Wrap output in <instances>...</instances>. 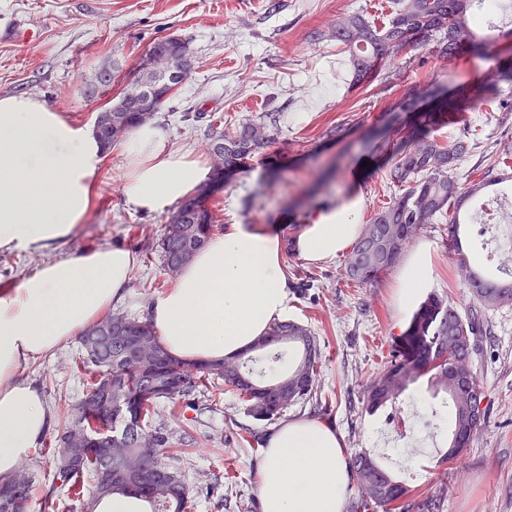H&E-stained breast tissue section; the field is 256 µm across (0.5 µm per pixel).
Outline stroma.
Here are the masks:
<instances>
[{
	"mask_svg": "<svg viewBox=\"0 0 512 512\" xmlns=\"http://www.w3.org/2000/svg\"><path fill=\"white\" fill-rule=\"evenodd\" d=\"M393 9L391 0H0V32L20 24L38 35L30 44L0 40V96H33L73 120L95 121L134 75L151 43L179 36L189 44L194 70L155 117L171 142L205 156L213 115L269 116L279 129L271 147L277 167L256 155L209 199L225 223L299 222L291 208L315 189L322 203L358 197L355 218L365 224L397 193L386 178L388 155L372 150L365 128L396 132L392 108L411 87L479 86L496 79L499 67L512 60V37L506 35L512 30V0H504L492 28L479 30L486 51L443 60L412 50L396 63H382L377 75L358 85L343 46L308 38L312 30H326L336 16L363 11L382 18ZM104 68L116 75L112 85L85 97L83 85ZM196 112L201 120H193ZM352 115L363 119V127L338 139L325 137L328 127ZM467 124L480 148L460 164L462 179L475 169L479 155L493 161L512 152V112L476 105ZM120 149L113 144L106 161L99 209L66 249L103 244L132 249L139 258L130 279L133 300L122 310L141 319L150 301L172 286L158 254L146 249L158 241L169 216L125 207ZM411 243L429 249L432 293L467 310L469 293L455 273L444 224L423 225ZM344 264L341 257L328 263L288 257V318L308 328L320 344L317 388L324 408L317 412L312 403L301 402L283 412V419L315 416L333 424L347 456L369 453L410 488L442 491L443 512H512V307L486 314L492 334L472 364L485 393L486 420L461 462L448 466L439 461L448 448V429L429 433L416 426L446 400L427 380L409 386L395 405L371 415L362 412L366 385L385 366L412 315L399 307L398 268L358 288L344 279ZM78 354L72 341L21 371L41 390L51 430L64 425L68 405L84 394L72 371ZM166 425L189 431L195 440L170 461L188 486L193 512H261L257 486L270 423L254 420L228 389L217 405L185 409Z\"/></svg>",
	"mask_w": 512,
	"mask_h": 512,
	"instance_id": "35a3bbf8",
	"label": "stroma"
}]
</instances>
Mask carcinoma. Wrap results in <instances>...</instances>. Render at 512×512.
Listing matches in <instances>:
<instances>
[{
	"mask_svg": "<svg viewBox=\"0 0 512 512\" xmlns=\"http://www.w3.org/2000/svg\"><path fill=\"white\" fill-rule=\"evenodd\" d=\"M473 0H394L395 9L380 23L360 13L336 17L329 32L315 30L310 38L326 35L350 53L354 82L373 74L377 61L394 59L402 53L425 49L441 59H454L482 46L477 38L479 22L472 11ZM416 94H408L401 103L404 112L400 137L403 146L392 147L388 180L400 194L379 209L352 245L344 272L347 281L357 287L372 284L378 276L394 267L409 240L424 224L448 217V242L458 255L459 267L468 269L464 278L470 290V305L463 314L452 300L430 297L414 313L401 336L400 350L390 355L385 368L366 387L362 410L375 413L392 404L406 388L427 375L432 386L449 396L452 431L448 452L441 462L460 459L485 422L486 408L482 386L472 370L474 356L482 349L484 337L491 334L485 313L512 305V273L482 268L476 261L479 252L464 249L462 225L468 223V204L500 185L505 174L497 171V162L481 170L479 177L459 181L458 165L478 149V142L461 133L443 141L429 130L441 124L460 125L471 108L472 92L461 85L444 97L434 95L435 103L426 112L414 108ZM481 102L490 112L509 111L501 97L499 81L487 84ZM122 122L104 125L99 134L107 146L120 141L141 125L139 113H121ZM275 142V127L263 121L242 118L230 128L212 131L209 143L212 171L202 192L179 206L165 225L155 246L163 268L188 248L190 255L202 249L214 234L217 220L208 206L215 186L224 178L245 169L255 155ZM120 320L128 327V342L140 336L159 339L147 320L132 318L116 311L101 322ZM279 345L293 346L299 352L296 361L281 378L263 381L241 354L220 363H196L166 356L158 362L149 345L142 346L139 357L122 355L117 341L103 346L95 355L81 354L75 361L86 381V393L75 403L68 423L53 437L52 482L42 498L41 512H58L55 491L67 492L68 512H93L103 495L139 492L152 499L154 512H190V493L181 475L165 459L185 453L186 441L164 426L148 431V424L159 416V404H168L172 416L182 408L199 402L215 403L224 388L239 393L249 415L257 421L271 422L289 407L313 398L317 391L321 351L310 330L294 322H275L254 349L270 351V365L283 361ZM459 368L465 388L448 387V368ZM170 375L177 384L163 394L142 387L148 376ZM80 422L88 430V451L75 462L65 458L70 449L68 430ZM112 449V462L130 473L160 469L163 474L150 484L129 486L112 482V489L99 487L103 458L101 447ZM350 465L358 485L355 512H440L441 498L411 489L394 479L373 457L356 454ZM34 480L27 472H16L0 482V512H28Z\"/></svg>",
	"mask_w": 512,
	"mask_h": 512,
	"instance_id": "cac0c4a2",
	"label": "carcinoma"
}]
</instances>
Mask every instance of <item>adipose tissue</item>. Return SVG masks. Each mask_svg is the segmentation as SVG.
<instances>
[{
	"label": "adipose tissue",
	"instance_id": "obj_1",
	"mask_svg": "<svg viewBox=\"0 0 512 512\" xmlns=\"http://www.w3.org/2000/svg\"><path fill=\"white\" fill-rule=\"evenodd\" d=\"M121 155L123 200L136 213L166 212L208 175L204 160L153 124L134 129ZM105 162L92 124L32 96H0V249L69 242L99 205ZM357 206L353 198L324 207L290 239L260 224H230L211 236L149 305L165 350L204 363L250 349L272 322L288 318L287 252L312 263L336 260L361 233ZM136 264L132 250L102 245L47 261L18 287L0 290V481L37 451L50 427L44 397L22 367L126 302ZM430 285V253L420 246L398 275L402 309ZM351 485L343 439L330 423L291 419L268 432L262 512H342Z\"/></svg>",
	"mask_w": 512,
	"mask_h": 512
}]
</instances>
